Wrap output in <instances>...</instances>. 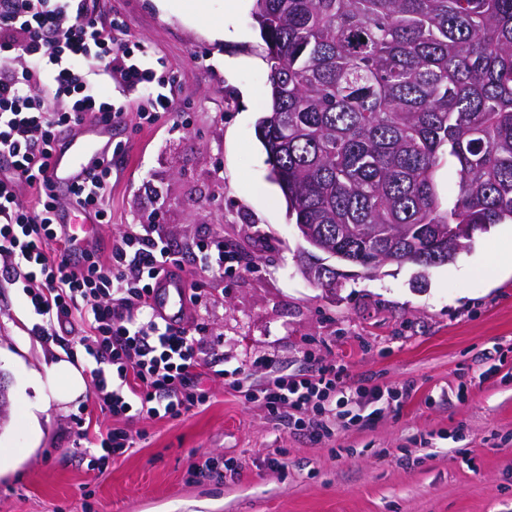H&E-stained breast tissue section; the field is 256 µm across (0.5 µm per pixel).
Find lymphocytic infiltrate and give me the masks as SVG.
Here are the masks:
<instances>
[{
    "label": "lymphocytic infiltrate",
    "instance_id": "1",
    "mask_svg": "<svg viewBox=\"0 0 512 512\" xmlns=\"http://www.w3.org/2000/svg\"><path fill=\"white\" fill-rule=\"evenodd\" d=\"M98 0H0V154L10 158L0 174V254L11 258L0 280L22 288L44 342L70 339L93 357V386L102 415L113 420L139 416L177 418L203 405L193 389L216 355L204 344L197 320L167 321L151 297L160 278L183 265L159 224H136L112 242L109 262L84 250L82 263L69 251L53 253L52 242H68L66 225L55 223L58 198L49 171L62 131L92 120L116 118L101 93L104 80L144 89L148 107L140 117L176 115L173 80L158 76L146 55L118 41L112 23L102 22ZM96 61L90 69L88 61ZM68 103L55 110L51 99ZM37 192L34 208L18 202V184ZM112 159L94 161L72 204L111 221L105 194ZM231 387L246 400H263L284 423L326 433L323 417L349 413L380 401L381 393L343 383L335 366L297 376H276L259 390L235 378Z\"/></svg>",
    "mask_w": 512,
    "mask_h": 512
}]
</instances>
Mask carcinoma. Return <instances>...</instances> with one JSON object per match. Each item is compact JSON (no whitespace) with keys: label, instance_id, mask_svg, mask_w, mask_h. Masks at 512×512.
<instances>
[{"label":"carcinoma","instance_id":"carcinoma-1","mask_svg":"<svg viewBox=\"0 0 512 512\" xmlns=\"http://www.w3.org/2000/svg\"><path fill=\"white\" fill-rule=\"evenodd\" d=\"M257 122L296 227L374 275L512 223V0H254ZM448 225V249L435 225Z\"/></svg>","mask_w":512,"mask_h":512}]
</instances>
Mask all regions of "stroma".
<instances>
[{"instance_id":"35a3bbf8","label":"stroma","mask_w":512,"mask_h":512,"mask_svg":"<svg viewBox=\"0 0 512 512\" xmlns=\"http://www.w3.org/2000/svg\"><path fill=\"white\" fill-rule=\"evenodd\" d=\"M252 4L238 0L228 17L224 0H205L198 20L178 2L163 11L156 0H99L122 23L117 38L146 47L174 77L180 117L142 122V91L103 83L121 114L122 150L112 221L93 228L94 247L105 257L128 225L164 224L187 284L206 296L186 313L207 325L223 370L201 378L204 405L126 422L134 448L89 468L78 448L109 424L93 386L61 403L32 378L62 361L86 374L95 362L33 336L21 289L0 284L10 399L0 453L12 458L0 471V512H512V272L493 273L512 226H492L423 275L388 266L336 290L310 282L306 244L256 135L269 84ZM215 236L240 258L232 274L194 262L196 245ZM323 365L349 386L383 390L379 414L329 417L316 437L281 425L224 377L241 367L259 385ZM210 456L237 473H196Z\"/></svg>"}]
</instances>
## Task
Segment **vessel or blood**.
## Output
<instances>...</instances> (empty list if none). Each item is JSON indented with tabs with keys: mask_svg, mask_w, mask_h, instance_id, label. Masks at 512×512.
Segmentation results:
<instances>
[{
	"mask_svg": "<svg viewBox=\"0 0 512 512\" xmlns=\"http://www.w3.org/2000/svg\"><path fill=\"white\" fill-rule=\"evenodd\" d=\"M112 146V127L108 124L86 122L79 135H65L55 151L51 179L61 195L86 178L92 162ZM158 310L167 317L181 315L184 303V283L181 278L164 279L154 296Z\"/></svg>",
	"mask_w": 512,
	"mask_h": 512,
	"instance_id": "b4317fda",
	"label": "vessel or blood"
}]
</instances>
